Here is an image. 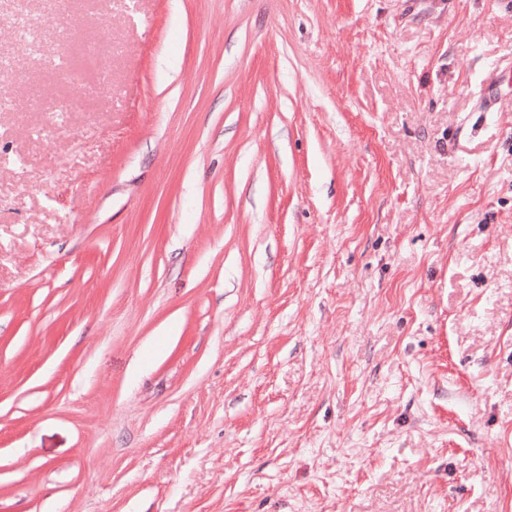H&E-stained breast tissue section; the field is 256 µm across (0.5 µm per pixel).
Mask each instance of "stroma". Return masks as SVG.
<instances>
[{
  "mask_svg": "<svg viewBox=\"0 0 512 512\" xmlns=\"http://www.w3.org/2000/svg\"><path fill=\"white\" fill-rule=\"evenodd\" d=\"M511 66L512 0H0V512H512Z\"/></svg>",
  "mask_w": 512,
  "mask_h": 512,
  "instance_id": "1",
  "label": "stroma"
}]
</instances>
